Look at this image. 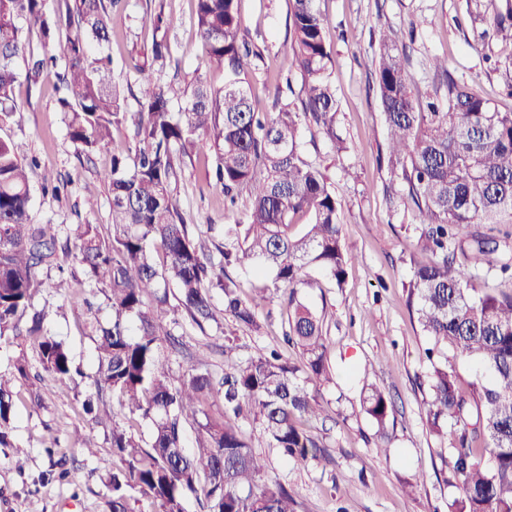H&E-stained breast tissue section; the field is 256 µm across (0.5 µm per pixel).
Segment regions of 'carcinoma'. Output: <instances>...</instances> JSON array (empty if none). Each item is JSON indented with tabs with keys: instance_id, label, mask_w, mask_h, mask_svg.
<instances>
[{
	"instance_id": "carcinoma-1",
	"label": "carcinoma",
	"mask_w": 512,
	"mask_h": 512,
	"mask_svg": "<svg viewBox=\"0 0 512 512\" xmlns=\"http://www.w3.org/2000/svg\"><path fill=\"white\" fill-rule=\"evenodd\" d=\"M0 0V113L16 111L20 80L56 77L57 111L78 154L109 150L112 128L130 123L129 146L112 151L101 173L109 186L112 236L95 224H36L31 215L28 170L38 165L24 145L0 139V341L30 348L28 358L0 373V447L15 418L14 382L52 380L74 388L89 379L82 412L100 424L111 418L116 397L125 422H112V460L106 486L112 512H131L132 493L151 499L157 512H186L195 500L202 512H298L294 493L268 476L256 448H276L297 466L328 459L312 433L319 419L320 387L333 381L323 318L299 297L311 268L345 282L352 253L341 239L340 205L320 168L303 153L301 135L314 130L337 150L339 108L331 81V45L318 0H288L291 21L284 53L291 55L299 88L286 79L273 112H258L249 77L257 53L241 25L240 0H195V24L206 50V68L219 71L215 86L199 74L185 87L166 89L156 71L174 57L164 0L151 18L150 56L132 59L122 85L108 41L112 10L121 0ZM484 0H467L481 37L512 45V9L489 16ZM37 28L40 45L28 32ZM436 92L442 102L422 108L397 42L385 34L375 60L378 95L388 139L384 157L387 201L412 215L415 263L405 285L407 303L429 339L426 424L441 440L440 457L459 482L448 512H512V289L478 281L457 262L462 255L512 285V249L478 224H512V112H501L448 74ZM512 95V55L499 59ZM140 111L126 112L127 96ZM178 117H173L174 106ZM211 156L217 190L229 204L247 190L248 221L224 231L231 241L210 251L194 238L180 212L177 188L183 158ZM308 216L301 228L296 214ZM77 263L88 286L100 289L110 311L101 325L89 320L91 372L75 362L67 343L44 329L46 314L34 300L46 287L45 269L59 254ZM162 255V264L154 254ZM266 268L272 285L240 294L227 265ZM176 293L169 294L168 286ZM288 290L283 340L300 351L292 361L276 349L258 348L236 360L238 337H224V371L196 358L178 378L172 358L184 348L180 319L199 329L223 314L241 330L262 329L259 308ZM176 303H171V300ZM460 358L479 360L487 376L465 379ZM361 409L376 427V453L392 446L394 402L377 384L362 388ZM221 403L218 416L209 413ZM246 421V434L239 421ZM197 428L193 448L186 426Z\"/></svg>"
}]
</instances>
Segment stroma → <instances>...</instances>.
Here are the masks:
<instances>
[{
	"mask_svg": "<svg viewBox=\"0 0 512 512\" xmlns=\"http://www.w3.org/2000/svg\"><path fill=\"white\" fill-rule=\"evenodd\" d=\"M328 22L332 72L339 103V129L346 151L339 152L321 135L303 133L308 158L328 176L341 207V234L353 260L344 285L317 269L299 289L302 301L328 326L334 382L322 390V409L333 423H313L312 431L328 447L329 460L298 468L276 449H262L271 477L288 483L301 503L300 512H448L457 488L448 482L437 442L425 425L426 346L416 316L407 306L405 283L412 274L414 231L404 208L388 209L384 185L388 180L380 157L387 132L376 93L372 59L382 33L395 34L405 47V66L422 94L434 93L441 77L434 57L445 59L457 80L491 100L502 112L512 111V97L503 89L490 58L505 57L512 48L482 38V25L472 24L466 0H319ZM150 0H126L114 12L110 39L104 49L113 61L117 80H125L131 57L149 51L152 43ZM243 29L260 57L250 77L255 105L269 112L278 89L285 84L289 65L282 44L289 33L288 0H242ZM166 13L175 36L182 75L192 78L205 56L195 26L194 0H167ZM54 76L33 87L18 84L15 97L22 110L0 119V138L24 142L42 165L30 174L32 217L40 224H95L111 236L108 222L109 187L98 172L109 155L77 157L61 115L56 110ZM211 161L196 155L184 166L178 202L187 224L216 244L224 227L246 221L249 197L240 193L233 210L210 184ZM72 178L66 192L55 198L42 191L57 174ZM35 305L47 314L46 327L65 340L75 360L89 364L90 331L78 304H64L55 289L46 288ZM231 319L206 329L185 326L186 355L172 364L174 374L189 365L190 351L214 346L215 371L224 368L216 348ZM371 372H364V365ZM390 393L395 404V439L386 455L376 454V428L360 407L361 377ZM42 406H33L29 385L18 386L11 445L0 447V512H111L112 495L105 485L104 459L110 458L108 431L83 418L81 398L73 390L45 382L39 386ZM93 436L99 450L90 457L73 444L75 433ZM58 440L81 473L79 484L50 478L51 461L45 446ZM22 468H15V461Z\"/></svg>",
	"mask_w": 512,
	"mask_h": 512,
	"instance_id": "35a3bbf8",
	"label": "stroma"
}]
</instances>
